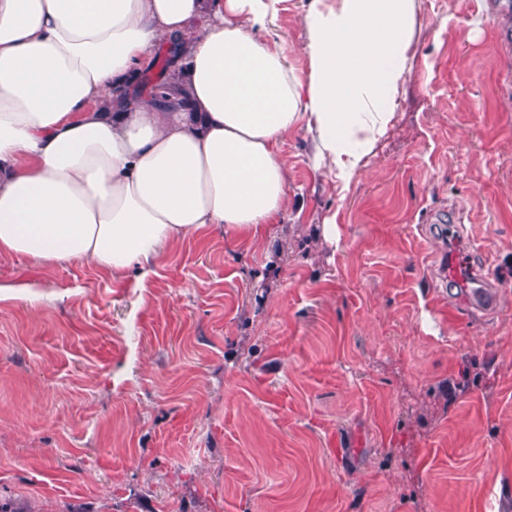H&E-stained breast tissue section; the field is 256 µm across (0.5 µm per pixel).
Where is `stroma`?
<instances>
[{"mask_svg": "<svg viewBox=\"0 0 512 512\" xmlns=\"http://www.w3.org/2000/svg\"><path fill=\"white\" fill-rule=\"evenodd\" d=\"M309 0L269 38L306 72ZM396 118L348 189L305 129L263 240L208 226L145 287L0 257L13 512H512V0H423ZM336 220V240L323 236ZM463 220L495 312L441 282Z\"/></svg>", "mask_w": 512, "mask_h": 512, "instance_id": "obj_1", "label": "stroma"}]
</instances>
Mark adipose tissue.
Masks as SVG:
<instances>
[{"label": "adipose tissue", "mask_w": 512, "mask_h": 512, "mask_svg": "<svg viewBox=\"0 0 512 512\" xmlns=\"http://www.w3.org/2000/svg\"><path fill=\"white\" fill-rule=\"evenodd\" d=\"M280 0H0V256L154 272L209 224L257 235L288 207L281 145L305 128L349 185L412 69L422 0H310L306 74L263 38ZM182 43L159 103L135 91Z\"/></svg>", "instance_id": "obj_1"}]
</instances>
